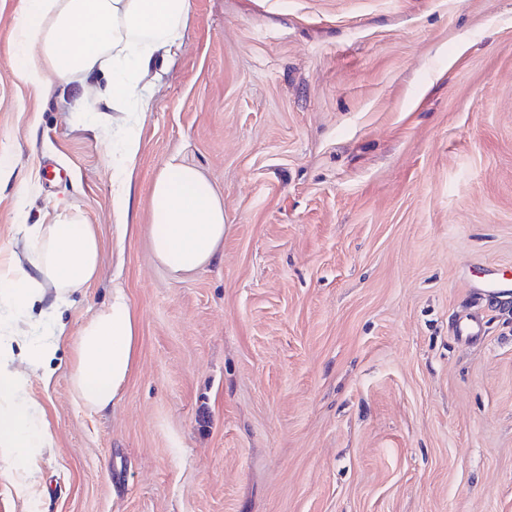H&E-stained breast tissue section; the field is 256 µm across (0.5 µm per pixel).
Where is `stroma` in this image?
Instances as JSON below:
<instances>
[{
    "label": "stroma",
    "instance_id": "stroma-1",
    "mask_svg": "<svg viewBox=\"0 0 512 512\" xmlns=\"http://www.w3.org/2000/svg\"><path fill=\"white\" fill-rule=\"evenodd\" d=\"M17 5L0 256L79 211L100 272L60 319L76 335L119 286L139 333L108 412L74 399L69 345L32 377L56 443L22 495L0 456V512H512V0H190L126 226L112 119L79 79H19ZM173 156L225 224L178 279L150 243Z\"/></svg>",
    "mask_w": 512,
    "mask_h": 512
}]
</instances>
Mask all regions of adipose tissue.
<instances>
[{
    "instance_id": "1",
    "label": "adipose tissue",
    "mask_w": 512,
    "mask_h": 512,
    "mask_svg": "<svg viewBox=\"0 0 512 512\" xmlns=\"http://www.w3.org/2000/svg\"><path fill=\"white\" fill-rule=\"evenodd\" d=\"M189 20V0H18L13 47L26 60L20 77L35 87L45 74L91 82L98 111L123 118L115 136L112 193L116 213L130 205V178L140 151V125L152 105L146 79L158 63L172 60ZM151 245L155 260L179 276L215 262L224 238V208L204 175L170 158L152 188ZM24 255L0 261V456L19 468L24 491L40 469L54 434L41 405L27 389L33 374L62 342L73 352L70 377L75 399L103 413L116 402L131 374L137 321L123 288L68 337L65 325L53 336L17 353L22 325L38 303L56 313L71 293L99 273V241L84 217L58 210L49 224L25 227Z\"/></svg>"
}]
</instances>
